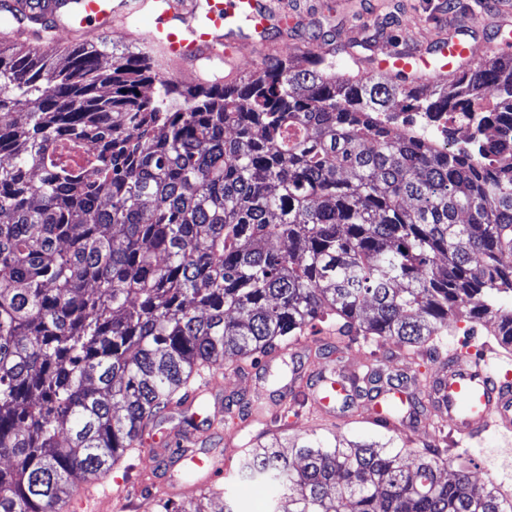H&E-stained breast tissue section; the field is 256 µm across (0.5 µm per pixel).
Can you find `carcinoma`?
Listing matches in <instances>:
<instances>
[{
	"mask_svg": "<svg viewBox=\"0 0 512 512\" xmlns=\"http://www.w3.org/2000/svg\"><path fill=\"white\" fill-rule=\"evenodd\" d=\"M496 136L452 150L397 109ZM512 61L432 93L277 59L186 86L137 46L0 39V512H63L198 376L392 341L412 366L457 305L512 345ZM260 432L237 473L274 512H512L434 448Z\"/></svg>",
	"mask_w": 512,
	"mask_h": 512,
	"instance_id": "1",
	"label": "carcinoma"
}]
</instances>
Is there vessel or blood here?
Returning a JSON list of instances; mask_svg holds the SVG:
<instances>
[{
    "mask_svg": "<svg viewBox=\"0 0 512 512\" xmlns=\"http://www.w3.org/2000/svg\"><path fill=\"white\" fill-rule=\"evenodd\" d=\"M0 7L17 13L22 22L14 35L40 47L45 36L39 23L51 31H64L70 42H92L115 28H125L126 38L162 60L174 74L201 78L209 64H223L225 81L241 75L243 67L235 51L237 42H252L257 59L283 56L281 41L268 39L272 15L266 0H0ZM482 36L448 34L438 30L427 43L413 42L386 53L365 55L366 71L410 74L419 82H434L458 74L470 62L482 58H512V10L502 9L482 22ZM497 363L478 361L464 353H452L438 367L428 388L430 407L446 420L450 435L466 442L494 425L504 437L512 436V378L500 374ZM352 393L349 378H321L302 395L318 409H335ZM407 405L413 396L403 384L380 391L370 411L385 416L391 401ZM115 493L110 480L99 479L93 490L81 492L79 512H105Z\"/></svg>",
    "mask_w": 512,
    "mask_h": 512,
    "instance_id": "vessel-or-blood-1",
    "label": "vessel or blood"
}]
</instances>
